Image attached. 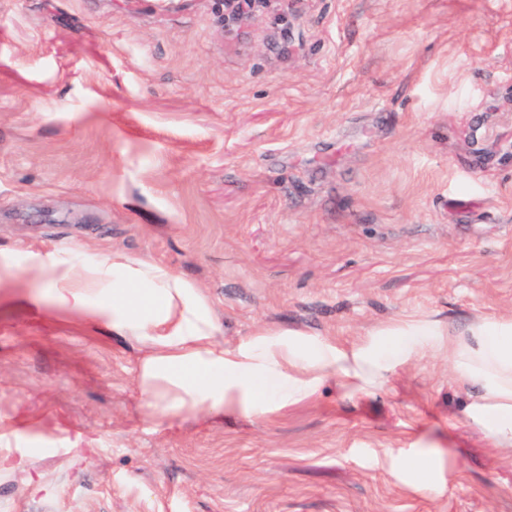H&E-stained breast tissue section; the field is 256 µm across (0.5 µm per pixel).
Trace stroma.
<instances>
[{
    "label": "stroma",
    "instance_id": "1",
    "mask_svg": "<svg viewBox=\"0 0 512 512\" xmlns=\"http://www.w3.org/2000/svg\"><path fill=\"white\" fill-rule=\"evenodd\" d=\"M119 248L352 342L512 314V0H0V512H512L445 354L261 420H148L138 355L28 251ZM444 464L430 495L386 450Z\"/></svg>",
    "mask_w": 512,
    "mask_h": 512
}]
</instances>
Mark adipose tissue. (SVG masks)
Returning a JSON list of instances; mask_svg holds the SVG:
<instances>
[{"instance_id":"ef3b65f1","label":"adipose tissue","mask_w":512,"mask_h":512,"mask_svg":"<svg viewBox=\"0 0 512 512\" xmlns=\"http://www.w3.org/2000/svg\"><path fill=\"white\" fill-rule=\"evenodd\" d=\"M56 314L108 327L140 353L137 385L149 417L264 418L317 398L329 385L346 397L388 388L428 352L446 354L460 410L504 458H512V316L480 314L465 325L423 314L389 319L354 343L278 324L226 345L201 288L168 266L123 250L96 261L31 252ZM399 469L435 492L438 458L417 448Z\"/></svg>"}]
</instances>
